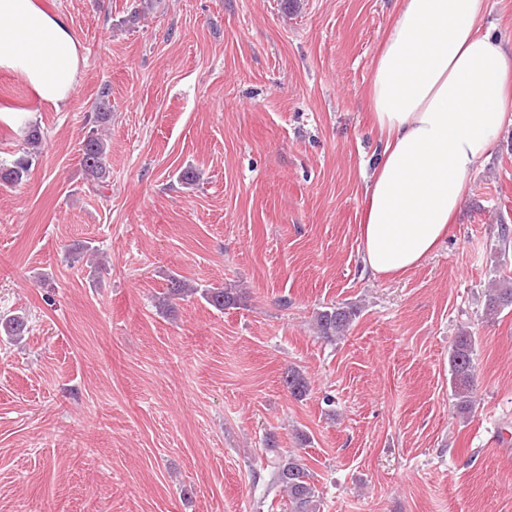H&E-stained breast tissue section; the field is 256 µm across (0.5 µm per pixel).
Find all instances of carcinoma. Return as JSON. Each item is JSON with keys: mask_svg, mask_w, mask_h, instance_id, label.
I'll use <instances>...</instances> for the list:
<instances>
[{"mask_svg": "<svg viewBox=\"0 0 512 512\" xmlns=\"http://www.w3.org/2000/svg\"><path fill=\"white\" fill-rule=\"evenodd\" d=\"M42 136L35 127L25 131L26 154L10 165L0 164V184L16 186L21 184L30 170V159L41 145ZM82 163L86 179L93 184L106 182L107 146L97 131L89 133L82 141ZM200 295L205 302L218 311L224 310L234 303L235 298L230 289L222 286L205 285L199 287L185 280L173 277L162 292L158 306L169 309L175 299H184L192 295ZM512 308V283L504 282L497 288L488 290L486 294L485 316H496L506 308ZM359 309L346 303L332 304L317 310L313 319L317 337L334 341L346 336ZM28 319L25 316L13 315L0 321V328L8 336H23L27 333ZM449 381L455 406L460 417L467 418L475 409L476 400L473 393L474 373L476 369V341L470 331L462 329L455 337L448 354ZM284 384L290 394L299 399L309 390L305 375L296 368H289L284 376ZM265 452L273 458V483L280 487L288 498L290 512H320V496L309 468L300 455L281 454L276 440L270 436L266 440Z\"/></svg>", "mask_w": 512, "mask_h": 512, "instance_id": "1", "label": "carcinoma"}]
</instances>
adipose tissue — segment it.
<instances>
[{"instance_id":"adipose-tissue-1","label":"adipose tissue","mask_w":512,"mask_h":512,"mask_svg":"<svg viewBox=\"0 0 512 512\" xmlns=\"http://www.w3.org/2000/svg\"><path fill=\"white\" fill-rule=\"evenodd\" d=\"M487 0H401L372 70L381 148L364 189L362 260L375 275L424 262L448 235L469 180L512 126V38ZM84 59L65 19L0 0V70L60 109Z\"/></svg>"}]
</instances>
